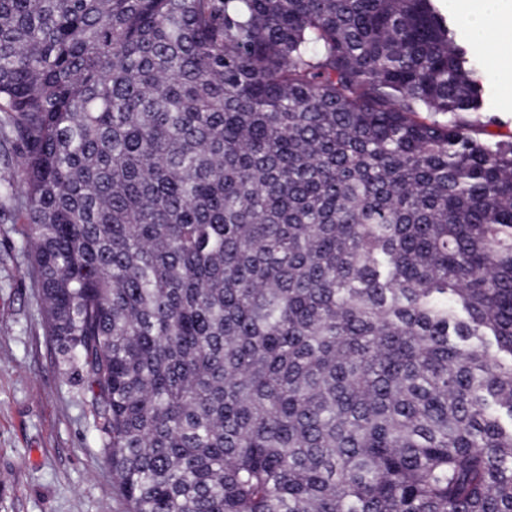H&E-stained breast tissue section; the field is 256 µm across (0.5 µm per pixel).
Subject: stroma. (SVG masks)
I'll use <instances>...</instances> for the list:
<instances>
[{
	"label": "stroma",
	"instance_id": "35a3bbf8",
	"mask_svg": "<svg viewBox=\"0 0 512 512\" xmlns=\"http://www.w3.org/2000/svg\"><path fill=\"white\" fill-rule=\"evenodd\" d=\"M477 76L488 104L481 123L512 135V99L486 56ZM26 234L0 197V512H127L87 397L47 334Z\"/></svg>",
	"mask_w": 512,
	"mask_h": 512
}]
</instances>
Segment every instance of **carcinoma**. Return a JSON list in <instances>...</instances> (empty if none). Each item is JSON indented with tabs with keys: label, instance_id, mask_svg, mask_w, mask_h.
I'll use <instances>...</instances> for the list:
<instances>
[{
	"label": "carcinoma",
	"instance_id": "obj_1",
	"mask_svg": "<svg viewBox=\"0 0 512 512\" xmlns=\"http://www.w3.org/2000/svg\"><path fill=\"white\" fill-rule=\"evenodd\" d=\"M434 0H0V183L129 512H512V135ZM22 159L11 143L0 138V182L18 183Z\"/></svg>",
	"mask_w": 512,
	"mask_h": 512
}]
</instances>
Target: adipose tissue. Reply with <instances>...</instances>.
I'll return each instance as SVG.
<instances>
[{
	"instance_id": "adipose-tissue-1",
	"label": "adipose tissue",
	"mask_w": 512,
	"mask_h": 512,
	"mask_svg": "<svg viewBox=\"0 0 512 512\" xmlns=\"http://www.w3.org/2000/svg\"><path fill=\"white\" fill-rule=\"evenodd\" d=\"M458 24L478 47H493V60L503 77L512 76V0H453Z\"/></svg>"
}]
</instances>
